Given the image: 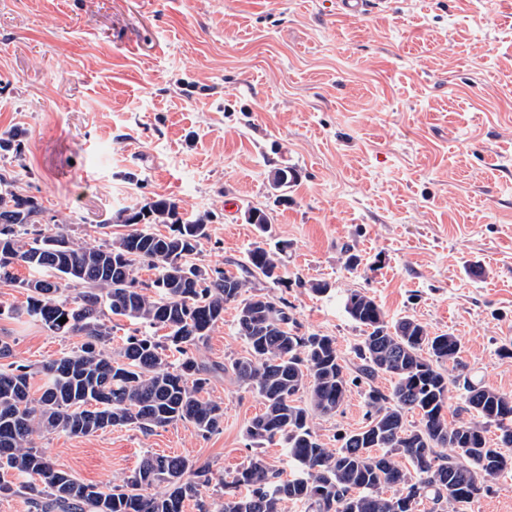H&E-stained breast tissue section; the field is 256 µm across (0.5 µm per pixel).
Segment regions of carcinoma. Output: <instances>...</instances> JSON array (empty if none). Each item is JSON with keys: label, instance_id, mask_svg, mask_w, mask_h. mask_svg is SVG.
<instances>
[{"label": "carcinoma", "instance_id": "obj_1", "mask_svg": "<svg viewBox=\"0 0 512 512\" xmlns=\"http://www.w3.org/2000/svg\"><path fill=\"white\" fill-rule=\"evenodd\" d=\"M268 180L280 189L296 180V171L276 168ZM13 186L10 172L0 170V282L27 292L15 313L82 343L36 369L0 367L1 494L16 493L7 479L13 472L25 479L20 488L33 512H183L188 500L198 512H211L203 498L213 481L207 463L148 454L132 475L103 487L58 467L34 447V435L153 431L180 422L203 436L215 434L224 409L203 392L218 369L232 370L263 400L264 410L247 428L251 445L278 442L300 468L283 480L259 455L250 456L221 482L219 512H281L286 500L309 512H417L427 499L440 509L469 512L512 469V396L474 380L456 336H432L408 316L389 321L374 297L354 289L344 310L364 336L352 348V373L336 337L300 332L284 299L252 293L248 279L192 261L208 237L207 218L184 220L176 202L159 198L119 213L117 222L131 227L127 233L79 244L63 226L46 232L42 204ZM153 224H167L169 232L156 233ZM285 248L255 246L250 274L279 282ZM17 266L51 275L21 280ZM143 266L154 270L153 278L139 279ZM228 306L236 310L246 354L227 367L208 365L196 352L224 322ZM114 318L165 334L133 332L110 352ZM36 374L42 375L37 397L31 393ZM380 376L389 377V388L374 385ZM354 387L362 388L366 424L339 434L340 446L327 448L314 419L335 415ZM453 389L469 419L450 424L445 408ZM492 427L499 431L494 439ZM401 458L410 467L401 466Z\"/></svg>", "mask_w": 512, "mask_h": 512}]
</instances>
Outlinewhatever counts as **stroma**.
<instances>
[{"label":"stroma","instance_id":"obj_1","mask_svg":"<svg viewBox=\"0 0 512 512\" xmlns=\"http://www.w3.org/2000/svg\"><path fill=\"white\" fill-rule=\"evenodd\" d=\"M0 150L14 188L38 198L43 227L77 241L123 233L124 209L159 197L209 219L197 265L243 275L255 246L284 242L280 283L308 333L345 358L362 327L343 308L366 291L390 320L450 333L475 378L512 395V0H387L331 19L326 0H0ZM296 183L272 190L271 170ZM234 198L238 206L226 212ZM263 210L267 233L247 223ZM332 291L317 295L313 281ZM25 292L0 282V340L40 367L81 343L14 316ZM226 308L204 361L244 355ZM205 395L224 428L109 429L36 436L34 446L82 482L109 485L148 453L234 471L252 453L282 478L286 448L246 437L264 405L232 372ZM365 423L352 388L315 431L330 448Z\"/></svg>","mask_w":512,"mask_h":512}]
</instances>
